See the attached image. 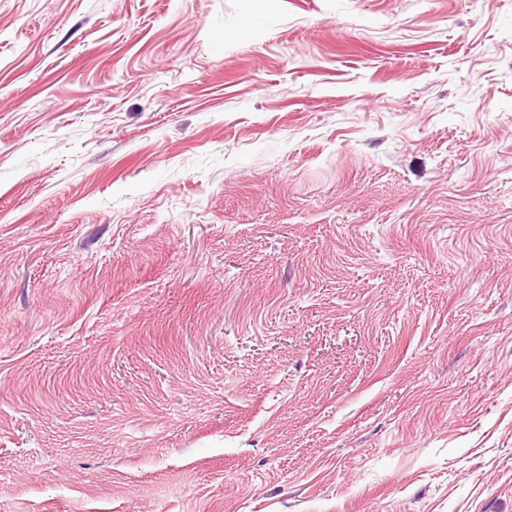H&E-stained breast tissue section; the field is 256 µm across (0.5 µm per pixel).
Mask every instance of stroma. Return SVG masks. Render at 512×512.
Returning <instances> with one entry per match:
<instances>
[{
    "mask_svg": "<svg viewBox=\"0 0 512 512\" xmlns=\"http://www.w3.org/2000/svg\"><path fill=\"white\" fill-rule=\"evenodd\" d=\"M0 512H512V0H0Z\"/></svg>",
    "mask_w": 512,
    "mask_h": 512,
    "instance_id": "35a3bbf8",
    "label": "stroma"
}]
</instances>
